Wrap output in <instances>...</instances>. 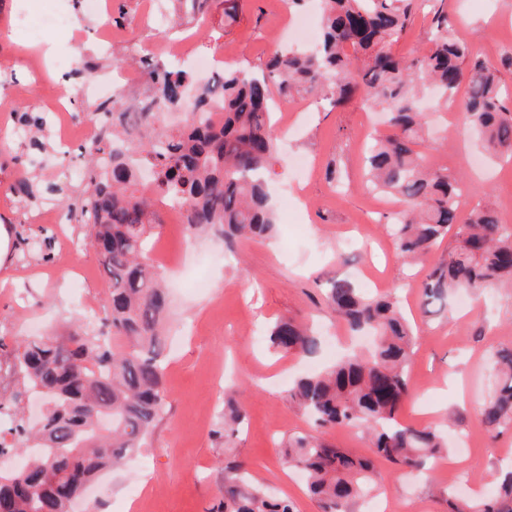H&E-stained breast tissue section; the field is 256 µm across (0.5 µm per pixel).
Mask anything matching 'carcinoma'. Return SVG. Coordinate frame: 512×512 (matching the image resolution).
<instances>
[{"mask_svg": "<svg viewBox=\"0 0 512 512\" xmlns=\"http://www.w3.org/2000/svg\"><path fill=\"white\" fill-rule=\"evenodd\" d=\"M412 0H321L319 50L276 51L256 73L226 70L215 85L199 84L193 109L178 124L148 105L180 106L194 84L183 70L147 65L151 85L144 97L121 95L113 102L112 136L89 148L92 169L79 195L49 183L44 197L85 226L110 283L103 331L90 336L80 327L62 339L20 337L0 341V359L9 362L20 383L0 392V411L13 421V447L36 448L19 470L0 473V512H67L70 501L101 470L119 466L144 447L168 413L162 385L159 327L168 310L163 275L148 242L158 228L155 196L181 205L183 224L197 233L214 229L232 245L276 232L268 177L276 153L271 118V86L280 96L322 94L337 106L353 96L388 114L391 133L374 140L365 160L366 186L398 200L392 217L398 254L421 260L438 240L454 232L448 260L430 268L422 283V304L443 305L448 295L479 292L512 283V227L498 214L476 206L464 213L453 202L460 187L452 175L425 166L414 146L426 124L419 108L422 87L437 88L440 101L456 105L465 126L482 135L490 155L512 154V109L495 70L472 59L470 45L451 32L447 4L432 16L429 46L414 57L398 56L391 45L407 31ZM466 93L456 100L461 84ZM224 112L207 109L215 92ZM24 130L41 132L52 122L47 112L20 113ZM31 169L41 167L44 147L25 142ZM327 303L355 333L376 337L366 356L342 359L322 372L302 376L288 387L296 405L320 434L290 437L288 467L304 474L307 494L319 512H354L355 504L377 487L372 462L327 442L321 433L336 427L362 429L374 453L401 468L423 469L447 451L441 433L398 422L410 394L407 368L413 332L396 298L368 297L349 279H332ZM112 335L123 341L114 348ZM272 347L283 353L315 355L319 339L293 320L277 321ZM500 381L483 407L481 422L500 433L512 429V349L495 354ZM30 390L48 399L38 424L30 426L22 403ZM244 408L224 396V419L214 431L226 443L239 433ZM230 484L220 512H298L295 504L269 494L225 464ZM452 512H512V474L497 496L480 503H452Z\"/></svg>", "mask_w": 512, "mask_h": 512, "instance_id": "obj_1", "label": "carcinoma"}]
</instances>
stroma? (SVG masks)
<instances>
[{"instance_id": "obj_1", "label": "stroma", "mask_w": 512, "mask_h": 512, "mask_svg": "<svg viewBox=\"0 0 512 512\" xmlns=\"http://www.w3.org/2000/svg\"><path fill=\"white\" fill-rule=\"evenodd\" d=\"M124 5L137 34L135 43L102 45L100 29L67 34L44 28L43 15L82 12V0H0V97L14 85L29 84L16 107H40L59 94L55 84H30L22 60L25 46L42 44L50 54L73 58L76 47L96 46V67L106 71L144 57L160 34L187 39L206 53L218 52L225 66L259 70L277 48L276 35L304 9L285 8L279 0H206L203 14L173 0H112ZM455 35L468 38L472 57L499 69L500 82L512 94V0H447ZM432 5L417 0L407 35L392 51L416 54L428 45ZM425 141L417 146L427 167L459 178L469 206L499 209L512 198V158L481 157L477 134L462 126L456 107L440 111L425 98ZM276 118L288 124V149L277 152L273 189L297 187V218L279 216L270 240H249L227 247L219 233L192 236L181 219L156 213L154 250H166L177 263L162 273L171 299L166 324L163 385L170 407L147 448L135 460L102 473L71 504V512H211L224 496V459L242 462L254 480L288 495L298 512H317L300 479L290 474L280 444L309 432L306 417L287 397L284 376L315 372L339 355L365 350L325 302L331 279L357 284L373 279L381 294L398 298L416 326L408 367L410 399L398 419L416 428L437 427L453 448L454 465L435 464L429 475L407 474L374 457L362 432L326 431L324 437L351 453L373 458L379 487L355 512H448L447 493L463 498L492 497L495 473L512 465V431L496 433L480 421V410L496 388L494 355L512 348V288L482 290L475 307L450 297L443 307L424 308L419 292L425 266L398 255L386 223L398 210L390 196L364 188V147L371 136L386 133L379 112L365 111L360 100L343 107L315 95L279 101ZM311 159L302 184H295L292 163ZM26 170L22 140L0 147V217L11 245L0 269V336L68 335L75 327L96 333L109 297V284L96 251L84 243L78 224L42 225V203L19 202L10 186ZM88 168L78 149L68 156L47 154L43 175L83 189ZM54 237V258L22 253L17 242L28 231ZM369 236L362 253L344 243ZM81 246L64 251L63 240ZM313 326L321 338L309 358L277 353L269 343L276 320ZM240 392L247 419L234 448L224 449L213 432L224 414V386Z\"/></svg>"}]
</instances>
